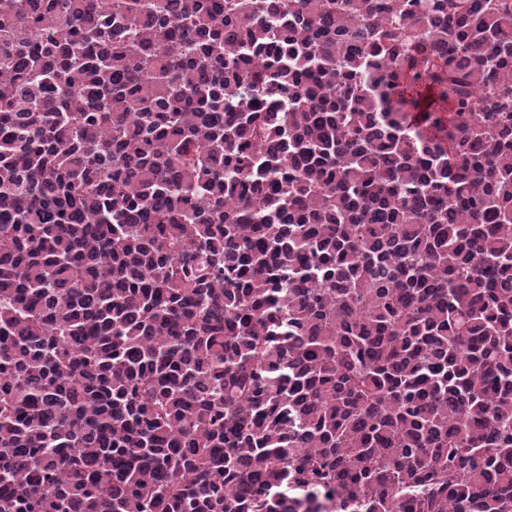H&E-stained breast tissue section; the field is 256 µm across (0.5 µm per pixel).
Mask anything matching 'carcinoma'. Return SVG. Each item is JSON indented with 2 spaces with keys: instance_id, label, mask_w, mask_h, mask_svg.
<instances>
[{
  "instance_id": "cac0c4a2",
  "label": "carcinoma",
  "mask_w": 512,
  "mask_h": 512,
  "mask_svg": "<svg viewBox=\"0 0 512 512\" xmlns=\"http://www.w3.org/2000/svg\"><path fill=\"white\" fill-rule=\"evenodd\" d=\"M0 512H512V0H0Z\"/></svg>"
}]
</instances>
